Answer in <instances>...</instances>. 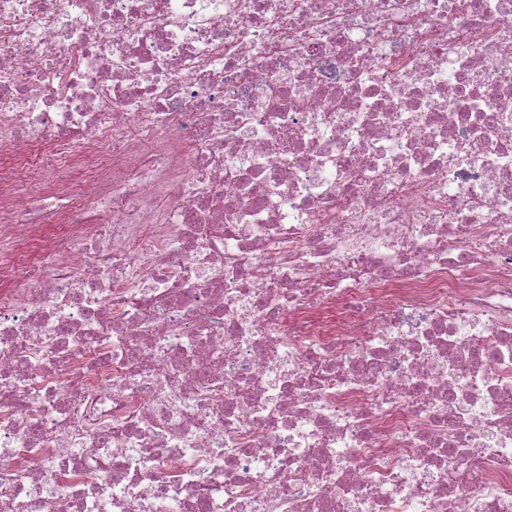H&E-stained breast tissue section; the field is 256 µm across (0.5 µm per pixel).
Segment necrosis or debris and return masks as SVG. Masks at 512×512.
Here are the masks:
<instances>
[{
	"instance_id": "1",
	"label": "necrosis or debris",
	"mask_w": 512,
	"mask_h": 512,
	"mask_svg": "<svg viewBox=\"0 0 512 512\" xmlns=\"http://www.w3.org/2000/svg\"><path fill=\"white\" fill-rule=\"evenodd\" d=\"M0 512H512V0H0Z\"/></svg>"
}]
</instances>
